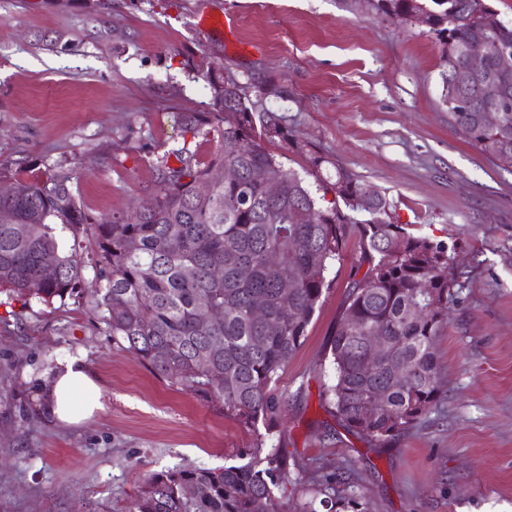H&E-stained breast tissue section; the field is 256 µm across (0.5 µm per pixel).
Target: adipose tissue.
Here are the masks:
<instances>
[{"label":"adipose tissue","instance_id":"adipose-tissue-1","mask_svg":"<svg viewBox=\"0 0 512 512\" xmlns=\"http://www.w3.org/2000/svg\"><path fill=\"white\" fill-rule=\"evenodd\" d=\"M46 415L62 423L85 422L100 410V387L82 358L58 362L42 393Z\"/></svg>","mask_w":512,"mask_h":512}]
</instances>
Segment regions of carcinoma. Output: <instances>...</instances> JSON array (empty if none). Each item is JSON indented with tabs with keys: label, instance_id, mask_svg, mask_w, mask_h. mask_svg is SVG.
Instances as JSON below:
<instances>
[{
	"label": "carcinoma",
	"instance_id": "1",
	"mask_svg": "<svg viewBox=\"0 0 512 512\" xmlns=\"http://www.w3.org/2000/svg\"><path fill=\"white\" fill-rule=\"evenodd\" d=\"M479 0H375L384 15L409 21L423 10L442 50L443 84L468 100L448 108V122L470 130L471 142L512 167V110L484 122L475 77L460 75L458 49L499 47L512 55V25ZM215 111L183 118L185 131L208 126L218 149L207 161L188 144L164 152L152 165L155 190L129 216L98 222L72 188V174L55 172L18 184V196L0 198V289L50 304L81 294L83 261L59 244L64 231L83 233L96 247L91 303L104 330L171 385L222 408L245 427H279L285 404L278 394L281 373L307 334L326 273L340 255L350 229L363 244L368 269L348 293L330 344L334 383L327 395L345 427L373 441H386L418 422L440 401L439 367L433 343L448 323L455 287L448 244L407 231L386 220L389 201L380 191L363 209L357 199L367 185L330 161L308 157L316 188L285 170L263 145L293 142L288 128L268 112L253 111L239 86ZM264 167L282 179L280 194L249 179ZM211 182L200 196L196 185ZM334 194L326 200V193ZM364 212L358 223L351 214ZM50 256L61 276H42ZM220 267L223 275L212 276ZM294 284L285 308L281 284ZM262 303L265 316L253 314ZM217 309L223 320L200 331L202 311ZM382 350L368 373L363 359L369 336ZM208 358V367L199 365ZM386 399H379L381 391ZM292 479L288 456L279 450L224 469L183 468L151 473L140 483L130 512H278L276 492ZM185 484L196 488L186 497ZM362 512L355 495L343 496L330 481L318 485L300 512Z\"/></svg>",
	"mask_w": 512,
	"mask_h": 512
}]
</instances>
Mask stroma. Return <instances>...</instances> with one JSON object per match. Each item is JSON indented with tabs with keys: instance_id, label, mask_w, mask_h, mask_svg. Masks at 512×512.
Listing matches in <instances>:
<instances>
[{
	"instance_id": "1",
	"label": "stroma",
	"mask_w": 512,
	"mask_h": 512,
	"mask_svg": "<svg viewBox=\"0 0 512 512\" xmlns=\"http://www.w3.org/2000/svg\"><path fill=\"white\" fill-rule=\"evenodd\" d=\"M207 12L230 34L204 33ZM204 55L288 127L292 142L267 145L285 168L304 173L318 152L386 193L392 223L456 244L434 342L441 399L384 442L348 431L329 403L330 340L367 270L355 231L280 377L286 420L271 434L157 376L86 300L24 307L0 292V512H129L145 474L240 465L258 446L367 512H512V168L449 124L427 26L372 0H0V167L21 181L71 172L92 216L128 210L153 193L164 151L216 150L182 125L213 109ZM68 356L101 387L102 410L77 425L40 405Z\"/></svg>"
}]
</instances>
